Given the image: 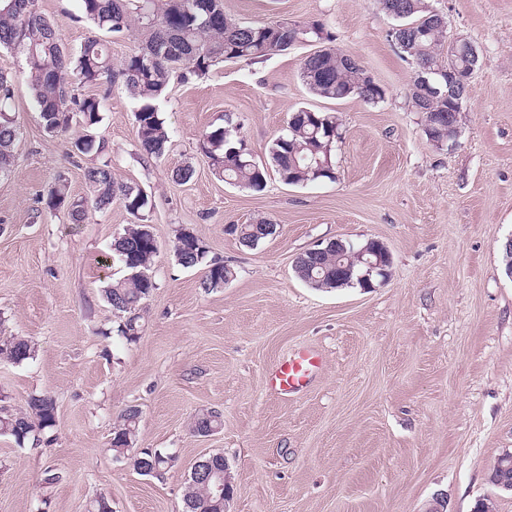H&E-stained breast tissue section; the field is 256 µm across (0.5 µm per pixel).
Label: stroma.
<instances>
[{
    "instance_id": "1",
    "label": "stroma",
    "mask_w": 512,
    "mask_h": 512,
    "mask_svg": "<svg viewBox=\"0 0 512 512\" xmlns=\"http://www.w3.org/2000/svg\"><path fill=\"white\" fill-rule=\"evenodd\" d=\"M428 3L449 38L480 54L459 136L444 147L427 140L410 102L416 65L389 41L394 20L380 0H224L247 24L324 23L336 48L385 87L376 105L313 95L300 66L316 46L301 42L172 80L158 103L169 149L155 159L139 149L135 102L112 85L93 133L116 178L151 199L145 221L158 241L156 287L131 343L104 289L124 275L112 242L134 218L118 202L82 224L47 208L56 178L71 196L87 194L94 160L70 157V137L46 131L21 78L24 56L0 50V72L17 79L21 132L13 173L0 177V336L36 347L27 363L0 361V408L23 410L34 394L57 406L51 442L20 446L0 434V512H88L100 495L112 512H183L191 467L212 453L231 472L229 512H425L438 496L447 512H474L487 497L512 512V495L489 481L512 449V276L502 251L512 235V0ZM37 7L67 48L92 33L81 0ZM304 108L342 124L335 180L290 186L273 174L256 192L218 179L200 151L204 133L230 119L266 159ZM184 165L192 179L174 182ZM263 217L277 232L255 248L225 231ZM184 230L235 279L205 291V265L183 267L173 253ZM336 238L382 241L388 279L328 290L300 281L299 254ZM299 348L323 359L311 386L291 397L269 391V368ZM131 405L141 411L136 447L175 457L162 475L113 456V428ZM207 410L221 428L192 433Z\"/></svg>"
}]
</instances>
